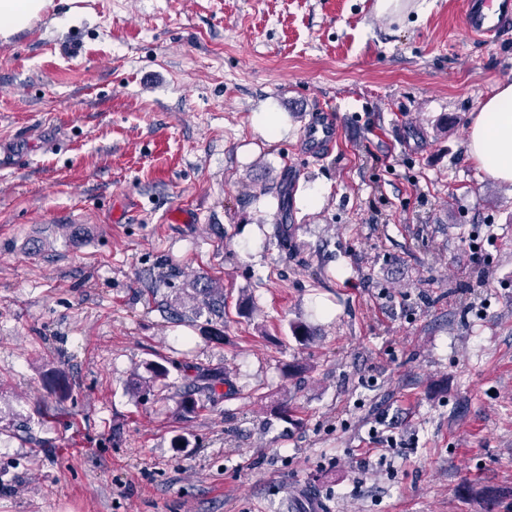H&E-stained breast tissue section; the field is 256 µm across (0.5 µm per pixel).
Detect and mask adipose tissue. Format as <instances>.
<instances>
[{
    "label": "adipose tissue",
    "instance_id": "ef3b65f1",
    "mask_svg": "<svg viewBox=\"0 0 512 512\" xmlns=\"http://www.w3.org/2000/svg\"><path fill=\"white\" fill-rule=\"evenodd\" d=\"M52 0H0V39L9 40L38 20ZM467 154L492 179L512 183V82L500 83L473 114Z\"/></svg>",
    "mask_w": 512,
    "mask_h": 512
}]
</instances>
